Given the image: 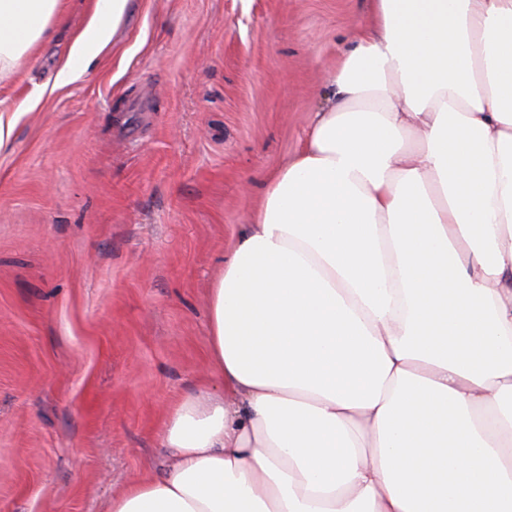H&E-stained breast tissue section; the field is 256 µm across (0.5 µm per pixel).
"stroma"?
<instances>
[{
    "instance_id": "1",
    "label": "stroma",
    "mask_w": 512,
    "mask_h": 512,
    "mask_svg": "<svg viewBox=\"0 0 512 512\" xmlns=\"http://www.w3.org/2000/svg\"><path fill=\"white\" fill-rule=\"evenodd\" d=\"M59 0L0 74V512H105L157 473L209 360L208 293L370 0ZM130 0H96L94 19L81 35L74 54L71 58L73 64L88 67L98 53L110 40V27L112 21V37Z\"/></svg>"
}]
</instances>
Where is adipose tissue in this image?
<instances>
[{"label":"adipose tissue","mask_w":512,"mask_h":512,"mask_svg":"<svg viewBox=\"0 0 512 512\" xmlns=\"http://www.w3.org/2000/svg\"><path fill=\"white\" fill-rule=\"evenodd\" d=\"M58 2L0 0V72ZM328 83L210 289L222 392L107 512H512V0H372Z\"/></svg>","instance_id":"obj_1"}]
</instances>
